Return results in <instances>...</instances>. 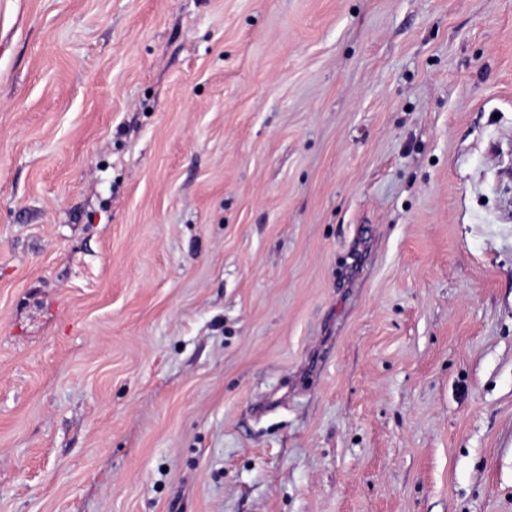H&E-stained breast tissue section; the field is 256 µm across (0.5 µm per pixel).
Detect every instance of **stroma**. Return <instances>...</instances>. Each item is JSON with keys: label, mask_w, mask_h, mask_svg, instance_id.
<instances>
[{"label": "stroma", "mask_w": 512, "mask_h": 512, "mask_svg": "<svg viewBox=\"0 0 512 512\" xmlns=\"http://www.w3.org/2000/svg\"><path fill=\"white\" fill-rule=\"evenodd\" d=\"M0 512H512V0H0Z\"/></svg>", "instance_id": "35a3bbf8"}]
</instances>
